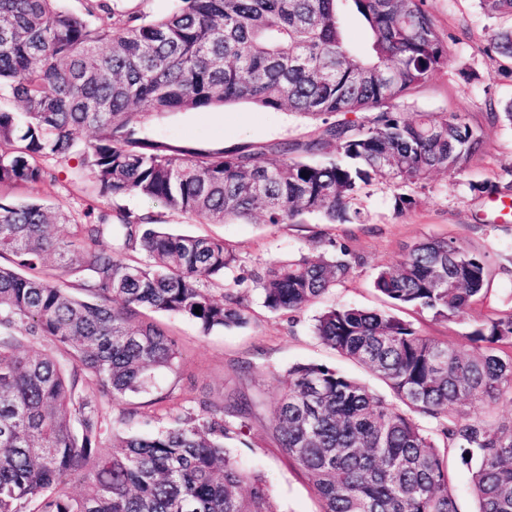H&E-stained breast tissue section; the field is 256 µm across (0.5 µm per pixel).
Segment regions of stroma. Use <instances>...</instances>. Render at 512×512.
Here are the masks:
<instances>
[{"instance_id":"1","label":"stroma","mask_w":512,"mask_h":512,"mask_svg":"<svg viewBox=\"0 0 512 512\" xmlns=\"http://www.w3.org/2000/svg\"><path fill=\"white\" fill-rule=\"evenodd\" d=\"M442 38L448 45V63L417 86L400 104L409 115L420 112L463 114L483 135L479 152L468 167L451 177L434 175L425 189L415 190L416 206L404 212L393 207L395 189L373 183L357 205L361 224H331L319 214H305L294 224H265L235 220L207 224L128 195L102 201L104 209L132 216L150 213L158 223L179 234L224 240L239 251L245 267L270 259H288L308 251L316 241L346 243L360 256L361 264L331 293L296 317L266 310L256 293H249L245 326L203 334L197 324L180 315L156 312L153 320L179 345L180 358L173 367L154 375L152 391L126 397L123 405H105L107 419L118 418L122 407H139L142 416L135 430L155 422L152 401L167 396L170 407L205 398L223 401L226 394L242 392L256 404L247 437L231 441L242 466L267 481L279 512H321L322 503L308 479L292 467L279 445L273 425V403L288 369L297 364L323 363L363 383L371 392L391 399L388 387L366 367L323 346L312 331L313 319L334 304L380 309L384 302L372 282L376 271L401 257L406 247L429 237H445L461 248L485 255L490 292L468 315L454 320L435 319L402 309L421 334L470 352L467 334L472 326L493 312L512 307V222H498L494 202L470 191V184L497 183L512 177V128L492 120L487 100L512 101V78L498 75L499 60L484 49L492 35L512 28L510 16H487L479 0H426ZM321 124L286 111L269 112L246 103L197 110L165 112L144 124V138L171 148L204 152L231 151L243 146H272L281 142L307 143L318 138ZM54 179L33 187H0V200L28 198L61 206L81 214L93 192L89 175H78L69 166L46 160Z\"/></svg>"}]
</instances>
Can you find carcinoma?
I'll return each instance as SVG.
<instances>
[{"label": "carcinoma", "instance_id": "cac0c4a2", "mask_svg": "<svg viewBox=\"0 0 512 512\" xmlns=\"http://www.w3.org/2000/svg\"><path fill=\"white\" fill-rule=\"evenodd\" d=\"M59 2L0 0V101L18 105L0 106V185L35 186L50 176L40 159L76 158L94 186L80 220L39 200L0 202V257L10 261L0 266V512H278L267 482L228 446L253 401L200 400L148 435L106 422L102 403L146 391L178 358L143 311L184 316L206 335L246 324L248 303L224 287L242 267L224 240L173 233L150 215L133 222L97 201L134 194L213 224H291L304 213L351 224L363 218L361 191L381 181L400 190L395 210H408L416 199L402 189L461 173L482 142L460 113L398 110L447 65V46L425 0H175L155 18L120 13L112 0H82L79 13ZM479 3L512 15V0ZM352 15L370 36L363 53L346 35ZM488 51L512 74V30L494 34ZM233 102L321 120L305 151L332 145L336 158H290L293 143L203 153L141 137L153 114ZM470 191L512 203L511 180ZM56 224L73 226L72 237ZM57 255L68 262L56 274ZM360 262L331 240L258 262L247 279L266 309L292 315ZM487 276L482 255L433 238L379 269L373 288L395 308L446 319L486 298ZM64 277L81 295L61 287ZM313 333L396 399L325 364L288 370L273 422L322 512H458L451 451L471 470L477 512H512V418L493 415L512 402V310L476 324L467 355L387 310L334 305ZM41 341L67 355L70 371L28 350ZM473 403L485 413L469 416ZM74 475L79 494L66 489Z\"/></svg>", "mask_w": 512, "mask_h": 512}]
</instances>
